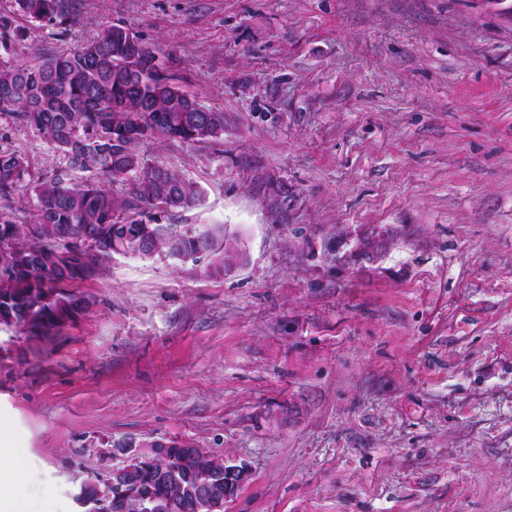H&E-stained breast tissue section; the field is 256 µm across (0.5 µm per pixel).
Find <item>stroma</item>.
<instances>
[{"mask_svg":"<svg viewBox=\"0 0 512 512\" xmlns=\"http://www.w3.org/2000/svg\"><path fill=\"white\" fill-rule=\"evenodd\" d=\"M0 68L130 29L224 112L148 161L223 225L208 279L117 256L47 341L0 329V432L30 512H74L98 449L193 442L248 476L223 512H512V0H0ZM33 176L64 169L0 113ZM74 0H15L16 11L20 16L51 22L57 18L76 19Z\"/></svg>","mask_w":512,"mask_h":512,"instance_id":"35a3bbf8","label":"stroma"}]
</instances>
